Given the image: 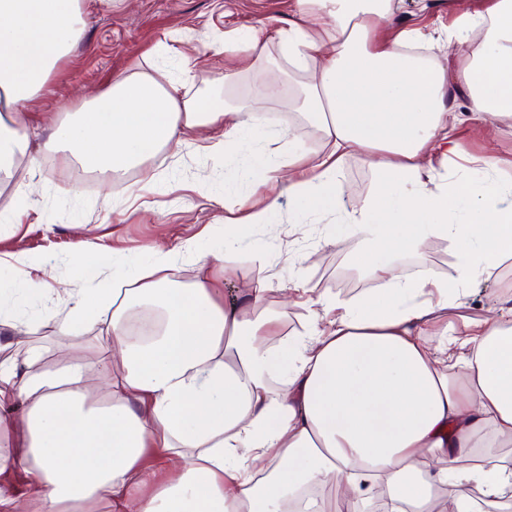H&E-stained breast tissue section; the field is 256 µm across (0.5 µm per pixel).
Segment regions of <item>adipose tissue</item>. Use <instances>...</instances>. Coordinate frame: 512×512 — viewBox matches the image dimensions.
I'll return each instance as SVG.
<instances>
[{
	"label": "adipose tissue",
	"instance_id": "ef3b65f1",
	"mask_svg": "<svg viewBox=\"0 0 512 512\" xmlns=\"http://www.w3.org/2000/svg\"><path fill=\"white\" fill-rule=\"evenodd\" d=\"M391 11L392 0H297L288 27L225 41L236 68L254 73L251 99L280 79L262 65L269 53L300 76L295 103L318 145L268 157L250 180L261 207L224 222L272 223L286 193L392 256L451 244L454 281L403 277L358 254L374 291L353 304L320 293L287 340L281 314L263 307L266 275L227 297L206 272L187 288L146 269L114 273L110 288L75 280L57 331L101 322L109 353L95 379L78 362L36 371L34 348L26 375L0 362V434L23 427L19 449L0 452V512H363L382 495L389 512H483L512 501V307L448 324L459 290L512 258V181L486 159L481 178L450 183L433 164L461 153L462 121L512 113V0L457 18L448 38L471 43L472 62L454 75L416 55L419 30L377 39ZM86 23L82 0H0L1 180L28 145V108ZM461 86L467 114L453 109ZM271 126L243 106L181 97L151 65L53 123L49 142L64 160L121 174L199 127L234 147ZM356 154L380 179L349 199L337 176ZM102 389L110 401L98 406Z\"/></svg>",
	"mask_w": 512,
	"mask_h": 512
}]
</instances>
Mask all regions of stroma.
<instances>
[{
    "label": "stroma",
    "mask_w": 512,
    "mask_h": 512,
    "mask_svg": "<svg viewBox=\"0 0 512 512\" xmlns=\"http://www.w3.org/2000/svg\"><path fill=\"white\" fill-rule=\"evenodd\" d=\"M491 0H396L393 14L378 29L379 39L392 38L399 30L421 26L432 35L428 47L435 64L453 73L468 66V45L449 41L448 28L463 13L484 11ZM88 25L70 54L54 70L45 92L29 108L30 145L17 162L19 175L35 172L42 190L26 205L21 223H0V301L11 303L14 277L28 270V258L49 262L51 291L38 303L46 311L60 309V291L82 275H90L103 287L112 285V269L90 252L76 251L79 239L121 250L135 263L152 265L146 245L177 254L166 275L176 286H189L199 267L188 253V239L198 247L222 243L226 232L242 242L229 256L235 280L246 281L265 270L274 287L284 288L294 275H302L316 292H329L342 302H352L372 283L361 278L355 284L337 278L340 267L350 265L361 248L356 236L339 232L334 245H326V220L311 218L295 223L297 202L281 196L275 224H242L225 230L228 212L244 213L253 204L245 188L225 191L224 181L239 174L249 162L245 152L215 149L207 132L190 136L179 148L161 149L144 166L128 170L118 179L73 161L63 163L47 145L46 129L65 118L81 99L107 89L116 75L145 67L150 55L161 54L171 66L181 93L205 94L268 113L276 122L277 140L255 143V150L275 155L290 144L315 145L311 128L295 112L289 100L292 87L276 89L265 101L251 100L250 76L236 73L224 55V38L230 31H247L268 23L287 26L294 17L296 0H85ZM459 140L472 156L498 160L504 177L512 179V117L497 121L494 131L460 127ZM153 181H146V174ZM80 196H71L72 186ZM296 255L295 268L278 261V253ZM398 264L407 271L426 268L444 278H454L453 250L427 245L401 255ZM512 290V259L496 279L478 281L459 299L453 316L477 317L485 308L501 303ZM80 337L62 336L54 323H46L27 342L9 343L7 328L0 327V357L23 362L28 347L41 352L40 369L53 370L82 359L88 375H96L95 357L82 354Z\"/></svg>",
    "instance_id": "35a3bbf8"
}]
</instances>
